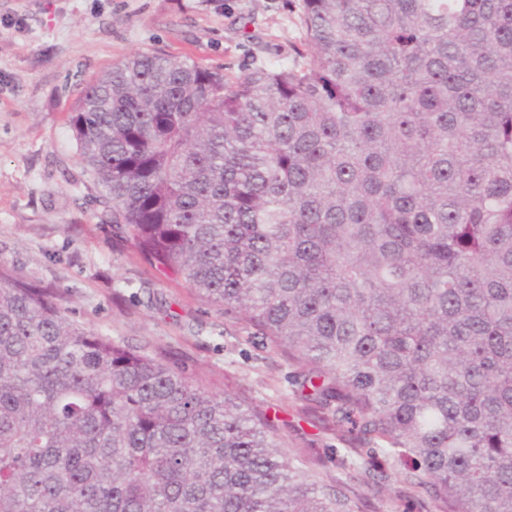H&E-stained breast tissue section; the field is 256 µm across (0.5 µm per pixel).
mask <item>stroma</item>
Wrapping results in <instances>:
<instances>
[{
    "instance_id": "1",
    "label": "stroma",
    "mask_w": 512,
    "mask_h": 512,
    "mask_svg": "<svg viewBox=\"0 0 512 512\" xmlns=\"http://www.w3.org/2000/svg\"><path fill=\"white\" fill-rule=\"evenodd\" d=\"M302 0H0V264L74 320L162 357L262 417L286 457L359 512H438L388 475L379 444L301 399L302 367L240 317L152 267L101 223L68 116L89 82L139 52L241 74L308 55Z\"/></svg>"
}]
</instances>
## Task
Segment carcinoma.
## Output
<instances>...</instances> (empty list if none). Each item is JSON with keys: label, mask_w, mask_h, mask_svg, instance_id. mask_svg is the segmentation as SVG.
Listing matches in <instances>:
<instances>
[{"label": "carcinoma", "mask_w": 512, "mask_h": 512, "mask_svg": "<svg viewBox=\"0 0 512 512\" xmlns=\"http://www.w3.org/2000/svg\"><path fill=\"white\" fill-rule=\"evenodd\" d=\"M304 64L141 52L69 117L100 219L444 512H512V0H302ZM0 512H357L267 424L0 272Z\"/></svg>", "instance_id": "carcinoma-1"}]
</instances>
